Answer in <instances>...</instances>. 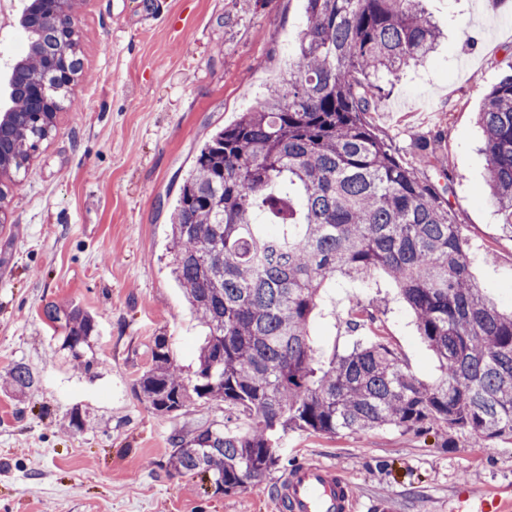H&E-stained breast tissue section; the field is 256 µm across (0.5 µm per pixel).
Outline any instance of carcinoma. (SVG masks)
<instances>
[{
  "label": "carcinoma",
  "mask_w": 512,
  "mask_h": 512,
  "mask_svg": "<svg viewBox=\"0 0 512 512\" xmlns=\"http://www.w3.org/2000/svg\"><path fill=\"white\" fill-rule=\"evenodd\" d=\"M423 2L305 0L288 77L197 155L171 214L170 244L172 273L205 329L197 369L184 378L168 338L157 336L137 385L160 415L205 400L250 427L174 435V473L205 475L222 494L259 487L293 430L453 429L490 452L512 437V308L474 281L479 257L450 200L448 158L437 141L420 143V162L434 173L423 175L368 119L441 37ZM28 38L16 65L30 79L73 64L78 43L52 32ZM55 118L5 123L0 178L49 138ZM479 124L489 196L512 236V74L485 94ZM379 270L440 362L433 382L380 342L326 363L317 355L311 329L321 290L338 277L375 288ZM95 327L90 313L70 306L63 345L86 371ZM6 383L26 389L34 377L18 364Z\"/></svg>",
  "instance_id": "carcinoma-1"
}]
</instances>
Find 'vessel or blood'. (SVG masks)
I'll return each mask as SVG.
<instances>
[{
  "instance_id": "b4317fda",
  "label": "vessel or blood",
  "mask_w": 512,
  "mask_h": 512,
  "mask_svg": "<svg viewBox=\"0 0 512 512\" xmlns=\"http://www.w3.org/2000/svg\"><path fill=\"white\" fill-rule=\"evenodd\" d=\"M275 498L280 512H355L349 480L334 466L307 460L294 464L279 479ZM448 512H512V493L460 486Z\"/></svg>"
}]
</instances>
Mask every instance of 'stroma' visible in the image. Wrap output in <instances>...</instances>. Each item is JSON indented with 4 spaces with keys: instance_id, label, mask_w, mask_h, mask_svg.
I'll return each instance as SVG.
<instances>
[{
    "instance_id": "obj_1",
    "label": "stroma",
    "mask_w": 512,
    "mask_h": 512,
    "mask_svg": "<svg viewBox=\"0 0 512 512\" xmlns=\"http://www.w3.org/2000/svg\"><path fill=\"white\" fill-rule=\"evenodd\" d=\"M444 37L406 72L369 120L403 159L439 140L451 198L472 249L475 282L512 307V238L485 192L476 116L512 70V0H426ZM81 68L51 136L23 161L0 210V512H273L278 473L262 488L213 493L177 475L171 438L249 421L198 401L153 412L138 377L154 337H168L185 372L200 327L170 275V216L202 146L264 102L286 77L303 28V0H77ZM396 290L327 289L312 333L322 360L360 341L394 349L409 370L440 375ZM78 304L96 328L77 369L47 305ZM35 383L2 385L15 365ZM84 427L69 430L72 412ZM453 449H444V440ZM282 464L321 460L349 474L360 512H448L460 484L512 488V440L493 452L466 435L393 427L360 435L294 430Z\"/></svg>"
}]
</instances>
